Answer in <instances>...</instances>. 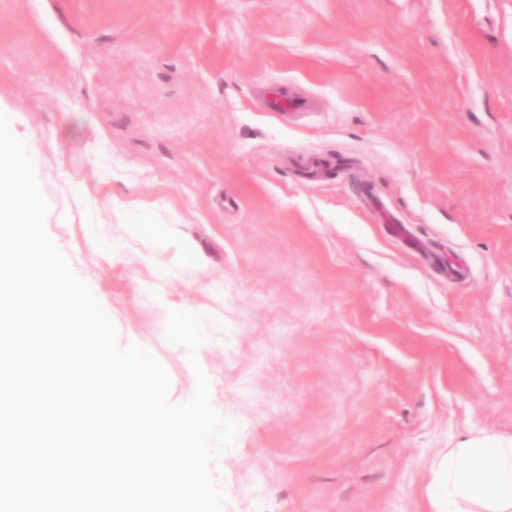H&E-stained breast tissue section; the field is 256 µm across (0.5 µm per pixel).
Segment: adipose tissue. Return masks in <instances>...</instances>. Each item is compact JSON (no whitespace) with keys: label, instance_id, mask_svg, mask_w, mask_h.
I'll return each instance as SVG.
<instances>
[{"label":"adipose tissue","instance_id":"ef3b65f1","mask_svg":"<svg viewBox=\"0 0 512 512\" xmlns=\"http://www.w3.org/2000/svg\"><path fill=\"white\" fill-rule=\"evenodd\" d=\"M434 512H512V437L482 436L436 465Z\"/></svg>","mask_w":512,"mask_h":512}]
</instances>
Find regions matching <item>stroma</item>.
Instances as JSON below:
<instances>
[{
  "label": "stroma",
  "instance_id": "stroma-1",
  "mask_svg": "<svg viewBox=\"0 0 512 512\" xmlns=\"http://www.w3.org/2000/svg\"><path fill=\"white\" fill-rule=\"evenodd\" d=\"M0 103L172 402L206 315L223 512H433L512 435V0H0Z\"/></svg>",
  "mask_w": 512,
  "mask_h": 512
}]
</instances>
